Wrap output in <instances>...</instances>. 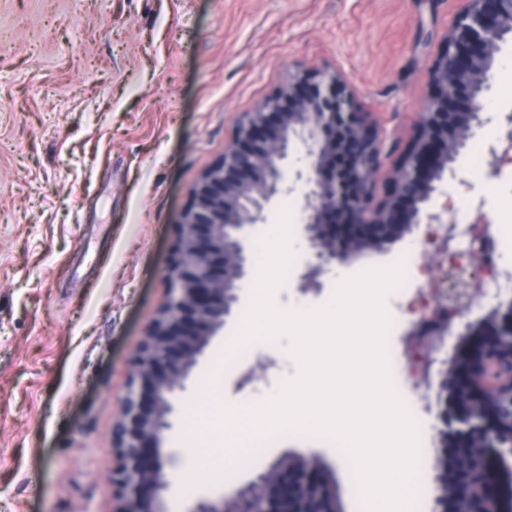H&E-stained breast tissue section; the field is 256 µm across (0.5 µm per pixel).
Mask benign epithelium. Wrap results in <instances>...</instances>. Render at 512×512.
<instances>
[{"label": "benign epithelium", "mask_w": 512, "mask_h": 512, "mask_svg": "<svg viewBox=\"0 0 512 512\" xmlns=\"http://www.w3.org/2000/svg\"><path fill=\"white\" fill-rule=\"evenodd\" d=\"M460 2L439 37L423 111L385 175L379 131L357 110L343 75L299 69L242 114L224 157L191 188L166 301L131 361L112 427L115 512H168L161 449L174 400L232 316L248 275L249 229L288 189L284 163L292 149L301 145L308 157L292 178L306 187L302 237L314 257L300 277L303 292L321 287L326 267L351 263L359 255L349 249L354 243L385 251L420 224L442 223L446 210H434L432 200L456 176L469 140L496 121L485 99L501 45L512 37V0ZM463 317L448 316L432 344L439 352L454 335L466 351L465 359L446 362L440 380L458 411L438 415L440 442L456 453L436 476L439 484L451 481L455 494L437 496V505L440 512H512V298L476 323ZM309 497L321 500L322 512H340L317 460L290 454L231 497L200 498L188 512H306Z\"/></svg>", "instance_id": "benign-epithelium-1"}]
</instances>
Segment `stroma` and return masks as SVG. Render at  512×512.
<instances>
[{
  "mask_svg": "<svg viewBox=\"0 0 512 512\" xmlns=\"http://www.w3.org/2000/svg\"><path fill=\"white\" fill-rule=\"evenodd\" d=\"M459 0H0V512H113L112 426L131 360L167 295L165 274L190 189L219 161L242 113L295 69L341 72L385 149L406 139L427 95L432 51ZM494 70L489 112L512 114V43ZM454 214L483 213L512 254V160L445 186ZM408 246L330 268L304 294L298 257L276 301L325 304L344 276L395 262ZM238 326L229 319L180 393L163 442L170 512L231 496L284 455L319 458L344 512H360L335 447L307 436L263 443L224 484L184 491L210 391L246 404L295 371L281 343L256 344L263 380L211 374ZM438 384L415 407L424 433L415 512H433L443 455Z\"/></svg>",
  "mask_w": 512,
  "mask_h": 512,
  "instance_id": "stroma-1",
  "label": "stroma"
}]
</instances>
